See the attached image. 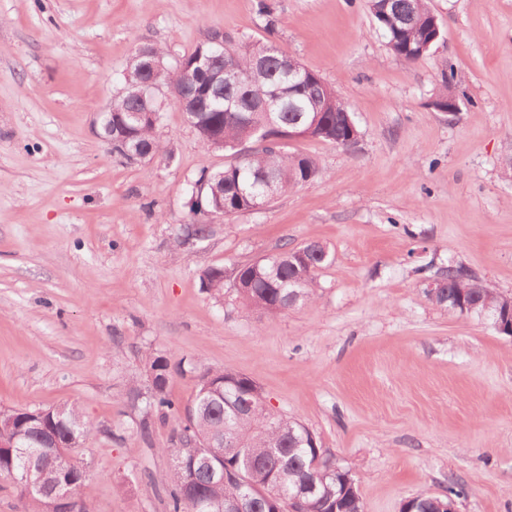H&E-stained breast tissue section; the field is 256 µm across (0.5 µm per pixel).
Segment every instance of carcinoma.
<instances>
[{
  "label": "carcinoma",
  "mask_w": 512,
  "mask_h": 512,
  "mask_svg": "<svg viewBox=\"0 0 512 512\" xmlns=\"http://www.w3.org/2000/svg\"><path fill=\"white\" fill-rule=\"evenodd\" d=\"M371 9L389 50L399 58L416 62L429 52L433 37L443 39L442 24L428 0H393L389 13L380 0H371ZM227 44V37L222 46L212 39L202 41L172 68L163 49L141 45L123 74L125 87L149 79L152 89L143 100L126 93L112 100V121L128 131L127 138L112 143V153L137 164L141 157L166 152L156 137V125L139 113L162 112V93L186 87L193 92L197 87L181 65L208 59L216 70L229 66L239 74L238 83L215 85L204 97L194 95L199 108L188 120L200 142L231 157L223 169L203 171L195 180L189 200L194 216L202 210L226 216L249 211L269 182L278 195L304 186L318 173L314 158L266 139L288 130L304 133L316 119L312 138L341 146L353 118L332 86L320 90L309 81L312 71L303 66L288 71L294 60L288 50L271 41H254L232 51ZM260 91L269 102L266 111L253 102ZM329 262L330 252L320 242L292 248L285 244L229 272L209 267L200 279L217 298L224 296L229 279L247 309L276 317L312 299L317 273ZM435 277L448 283L444 296L435 301L440 307L466 316L512 313L506 295L474 279L462 264L450 262ZM171 369L168 357L150 356L147 390L133 391V399L144 400L146 415L176 421L171 445L161 449L171 459L163 476L166 512H272L276 507L281 512H363L352 472L318 447L299 420L268 407L255 381L230 369H203L197 374L194 398L184 405L168 392ZM9 414L15 420L3 439L14 447H0V479L36 501L40 512H58L55 486L63 479L75 512H87L81 498L85 469L71 438L83 443L91 425L78 406L49 407L43 417L31 410ZM226 428L235 431L241 447H224ZM440 499L423 493L408 499L402 509L436 512Z\"/></svg>",
  "instance_id": "cac0c4a2"
}]
</instances>
